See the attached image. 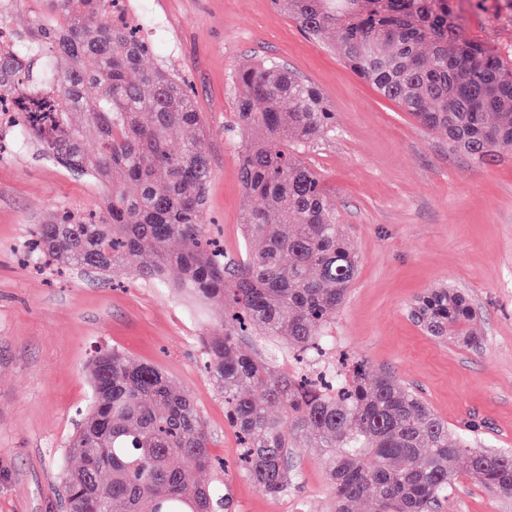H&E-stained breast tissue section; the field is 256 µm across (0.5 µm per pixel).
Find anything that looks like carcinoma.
Wrapping results in <instances>:
<instances>
[{"label": "carcinoma", "instance_id": "1", "mask_svg": "<svg viewBox=\"0 0 512 512\" xmlns=\"http://www.w3.org/2000/svg\"><path fill=\"white\" fill-rule=\"evenodd\" d=\"M0 0V116L13 144L31 139L75 175L108 187L94 210L59 213L34 230L41 258L79 268L98 258L222 309L202 337L206 367L224 391L245 474L284 492L291 439L322 450L336 512H438L459 476L512 496V453L451 436L412 389L388 371L367 377L355 362L310 380L241 350L244 336L280 339L309 358L321 352L358 255L336 223L334 198L301 159L336 134L319 90L275 61L235 72L247 200L239 258L216 248L200 223L210 179L203 123L185 80L146 67L154 43L131 24L122 0ZM310 37L339 45L345 63L448 146L485 163L512 147V58L466 40L450 0H272ZM28 10L26 26L8 15ZM96 131L89 142L72 116ZM189 133L175 150L169 135ZM183 240L192 247L169 249ZM438 340L477 348L475 310L461 291L430 289L411 309ZM92 403L67 443L75 467L65 491L79 512H215L218 490L192 485L181 464L212 468L200 411L153 365L118 349L89 362Z\"/></svg>", "mask_w": 512, "mask_h": 512}]
</instances>
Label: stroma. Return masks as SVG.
I'll return each instance as SVG.
<instances>
[{"instance_id": "stroma-1", "label": "stroma", "mask_w": 512, "mask_h": 512, "mask_svg": "<svg viewBox=\"0 0 512 512\" xmlns=\"http://www.w3.org/2000/svg\"><path fill=\"white\" fill-rule=\"evenodd\" d=\"M150 65L191 84L206 131L211 177L201 215L224 250L245 249L240 144L229 131L232 78L248 59H273L313 83L336 114V135L306 151L359 255L357 275L323 357L296 363L272 338L245 347L277 368L316 373L340 354L389 370L416 390L453 434L512 452V149L483 164L451 151L381 96L334 47L304 34L271 0H148ZM464 38L512 53V0H452ZM102 190L45 156L37 143L0 155V512H66V442L91 397L86 365L116 348L159 368L193 399L226 469H187L222 485L228 512H334L319 449L295 440L287 491H261L235 466L239 443L224 395L203 364L200 338L219 322L168 282L86 273L27 260L36 226L99 205ZM445 283L471 299L480 348L428 336L410 316ZM441 512H512L507 498L460 478Z\"/></svg>"}]
</instances>
